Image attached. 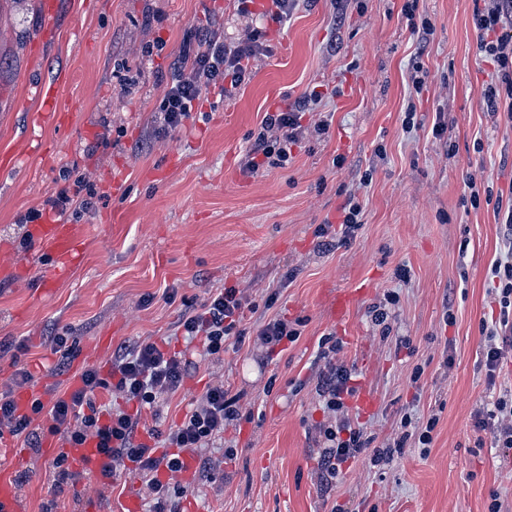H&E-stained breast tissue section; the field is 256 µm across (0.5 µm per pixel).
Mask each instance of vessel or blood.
Listing matches in <instances>:
<instances>
[{
	"label": "vessel or blood",
	"mask_w": 512,
	"mask_h": 512,
	"mask_svg": "<svg viewBox=\"0 0 512 512\" xmlns=\"http://www.w3.org/2000/svg\"><path fill=\"white\" fill-rule=\"evenodd\" d=\"M29 91L40 103L38 122L41 126L65 123L70 109L59 100L53 84L35 82ZM30 233L35 241L49 248L55 261V280L66 278L81 263L85 236L80 225L54 217L46 223L31 225ZM362 295L359 289L333 293L331 306L336 320H343ZM69 455L75 466L88 477L105 480L111 469L110 459L98 451L94 442L70 449ZM17 462V450L12 442L7 437H0V512H27L26 503L12 479Z\"/></svg>",
	"instance_id": "b4317fda"
}]
</instances>
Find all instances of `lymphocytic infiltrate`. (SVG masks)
Listing matches in <instances>:
<instances>
[{"mask_svg":"<svg viewBox=\"0 0 512 512\" xmlns=\"http://www.w3.org/2000/svg\"><path fill=\"white\" fill-rule=\"evenodd\" d=\"M473 21L480 34L478 49L493 62L496 72L482 89L483 102L488 112L504 114L512 123V0H482L474 10ZM261 37L255 28L230 42L203 32H187L180 63L171 73L156 110L159 132L166 134L183 126L205 91L216 89L229 96L249 81L252 63L263 50ZM318 101V93L313 92L286 110L266 115L248 151L250 168L258 169L263 161L271 167L283 165L305 132L303 112ZM491 275L497 283L500 313L484 329L483 353L488 369L493 370L504 355L502 340L512 333V243L507 246L505 259L493 265ZM244 309L239 291L224 288L212 294L201 311L183 315L177 328L187 339H201L205 356L218 360L242 321ZM321 357L324 368L315 391L333 414L344 407L343 395L352 374L336 364L329 352H322ZM186 374L187 362L179 353L163 350L153 342H141L116 356L108 371L84 369L78 386L69 394L47 402L33 398L23 410L15 392L31 376L20 369L11 383L0 389V434L23 435L31 446H38L42 433L35 422L42 417L47 422L46 433L60 436L72 446L97 440L99 448L110 457L113 471L130 464L139 471L149 512H174V501L184 492L178 478L182 454L198 456L213 447L222 439L225 426L239 415L237 398L229 396L219 380L196 400L179 424L166 430L151 427L147 441H139L142 410L157 407L177 392ZM100 389L124 400L125 409L97 404L95 393ZM477 426L490 432L497 447L512 451V398L500 396L492 409L483 411ZM320 435L324 459L331 465L356 457L372 442L345 418L322 426Z\"/></svg>","mask_w":512,"mask_h":512,"instance_id":"lymphocytic-infiltrate-1","label":"lymphocytic infiltrate"}]
</instances>
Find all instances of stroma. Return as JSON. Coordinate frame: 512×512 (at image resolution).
<instances>
[{
    "label": "stroma",
    "mask_w": 512,
    "mask_h": 512,
    "mask_svg": "<svg viewBox=\"0 0 512 512\" xmlns=\"http://www.w3.org/2000/svg\"><path fill=\"white\" fill-rule=\"evenodd\" d=\"M405 2L297 0L280 21L241 13L236 0H62L42 44L40 0H0V155L18 158L0 169V260L26 266L23 279H0V386L23 368L27 391L62 394L81 369H108L125 347L165 340L187 375L142 419L167 428L223 377L241 418L206 451L209 469L193 473L175 512H489L494 502L512 512V454L475 427L478 411L512 391V351L488 380L481 333L499 315L491 267L512 225L490 205L472 206L464 188L479 171L493 196L512 199V125L483 106L494 66L477 52L474 0H419L431 29L415 33ZM191 27L227 41L256 27L266 51L233 97L207 92L162 135L155 110ZM33 77L57 84L75 109L71 124L37 126ZM315 90L328 133L307 136L285 167L246 169L265 113ZM82 175L94 206L64 218L89 226L84 258L54 284L29 218L55 216L53 200ZM352 194L362 224L345 239L318 236L319 225L341 223ZM224 287L249 307L241 343L216 363L175 328ZM360 287L365 295L336 321L331 293ZM379 304L381 325L371 316ZM277 316L300 335L270 354L256 334ZM61 333L73 347L65 366L53 351ZM326 342L353 389L374 399L366 412L348 405L351 423L381 447L409 421L402 452L376 463L368 450L327 471L315 394ZM432 417L424 446L416 435ZM13 443L29 512H123L128 495L143 493L128 470L106 483H57L52 455L22 436Z\"/></svg>",
    "instance_id": "35a3bbf8"
}]
</instances>
